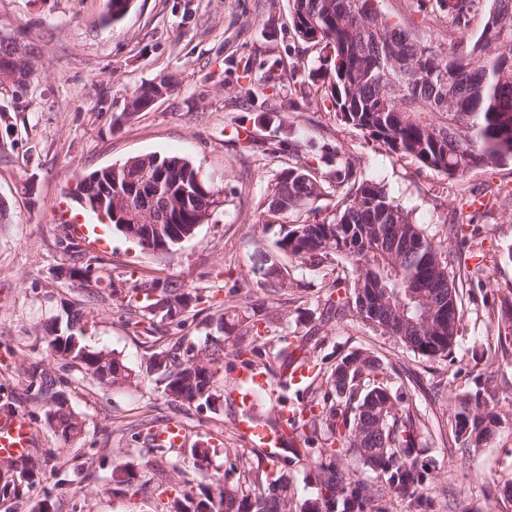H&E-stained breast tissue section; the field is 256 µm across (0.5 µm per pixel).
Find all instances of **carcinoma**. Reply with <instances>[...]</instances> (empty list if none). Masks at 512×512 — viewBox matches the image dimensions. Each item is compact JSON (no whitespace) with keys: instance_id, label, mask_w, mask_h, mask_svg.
Here are the masks:
<instances>
[{"instance_id":"carcinoma-1","label":"carcinoma","mask_w":512,"mask_h":512,"mask_svg":"<svg viewBox=\"0 0 512 512\" xmlns=\"http://www.w3.org/2000/svg\"><path fill=\"white\" fill-rule=\"evenodd\" d=\"M369 0H291L292 24L298 36L333 51L324 91L341 120L360 130L385 151L409 156L421 166L462 177L472 167L512 163V0H488L480 33L468 38L462 27L474 0H435L430 21L443 20L458 39L448 49L420 42L391 23ZM166 173L168 197L150 211V223L162 227L154 241L165 254L182 242L191 225L208 220L221 204V192L200 188L198 171L179 156L140 155L93 171L75 190L78 206L95 212L106 202L103 217L125 236L144 246L140 230L120 215L126 213L131 188L157 171ZM351 161L336 157V188L341 192L333 214L308 224L283 226L277 247L311 268L347 262L342 275L326 285L327 319L351 317L374 332L394 337L406 349L426 357H452L461 336V301L453 262L440 242L432 241L411 211L387 190L370 181L349 184ZM323 195L311 170L293 166L281 172L268 196V211L303 209ZM201 299L185 286L154 279L133 284L121 304L147 321L145 338L158 341L162 324L185 323L189 303ZM226 312L210 319L216 335L205 336L199 351L204 364H190L194 346L151 350L147 373L154 389L173 402L211 407L216 404L215 377L224 356ZM83 320L67 316L66 324L46 326L50 353L80 361L82 377L101 381L106 367L123 363L114 352L92 350ZM281 366L296 363L312 372L304 388L307 400L281 402L288 428L295 435L276 457L300 467L316 487L317 497L294 507L286 474L238 459L251 493L241 495L216 471L200 485L199 496H183L181 512H374L373 503L389 493L410 498L415 512L426 508L429 465L418 461L414 428L402 421L404 397L383 376L381 360L350 352L325 374L316 371L307 344L282 339ZM27 393L47 406L50 429L69 447L80 440L84 422L72 410L52 411L68 381L34 363L27 369ZM493 387L475 392L455 388L451 447L461 464L491 442L504 419L491 408ZM21 470L0 486V497L19 498L34 484L35 464L27 457ZM373 473L356 478L355 469ZM142 472L123 463L113 465L110 482L144 486Z\"/></svg>"}]
</instances>
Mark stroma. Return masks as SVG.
<instances>
[{
  "instance_id": "obj_1",
  "label": "stroma",
  "mask_w": 512,
  "mask_h": 512,
  "mask_svg": "<svg viewBox=\"0 0 512 512\" xmlns=\"http://www.w3.org/2000/svg\"><path fill=\"white\" fill-rule=\"evenodd\" d=\"M107 0H0V35L29 54L35 74L26 87L0 86V404L26 412L36 433L31 450L40 470L17 509L33 512L49 501L51 512H148L155 500L194 494L203 480L179 449L170 456L179 471L138 493L109 492L102 479L113 462L146 471L155 463L133 435L144 417L175 420L189 442L211 441L213 466L227 484L247 489L232 454L257 460L236 431L237 411L217 412L168 401L143 374L147 353L137 327L111 297L133 281L171 279L202 300L180 328L195 342L226 308L224 358L216 375L220 393L235 385L240 337H260L261 368L278 371L279 337L304 338L315 361L334 365L346 353L380 358L383 374L401 389L421 457L432 463L428 512H512V502L483 496L485 483L512 481V342L500 368L478 362L475 351L495 343L488 317L494 301L512 291V164L475 167L464 178L422 167L385 152L346 124L326 97L322 67L327 49L302 40L290 20L289 0H131L121 20L103 21ZM379 11L417 39L448 47V29L424 24L430 0H378ZM169 82L146 110L128 113L139 87ZM338 150L356 181L385 185L429 234L455 252L446 238L452 224L477 228L473 259L462 265V335L453 360L414 354L388 336L351 319L323 322L322 283L330 266L311 268L276 247L284 224L322 219L336 208L333 190L300 211L269 215L267 197L283 169L315 164L331 181L335 164L317 163L313 151ZM177 155L221 192L222 202L195 234L164 255L141 250L115 228L97 247L73 233L71 222L97 223L79 209L76 186L91 172L135 155ZM289 272L287 287L271 291L254 273L262 255ZM88 275L69 277L74 267ZM76 305L93 323L86 342L120 354L138 376L135 385L103 386L80 379L53 357L45 326ZM41 363L68 378L71 408L84 422L80 451L63 448L44 419L41 404L25 395L26 369ZM462 369L460 389L497 382V413L509 419L496 438L460 466L448 447L450 368Z\"/></svg>"
}]
</instances>
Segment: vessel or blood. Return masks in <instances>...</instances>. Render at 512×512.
<instances>
[{
  "mask_svg": "<svg viewBox=\"0 0 512 512\" xmlns=\"http://www.w3.org/2000/svg\"><path fill=\"white\" fill-rule=\"evenodd\" d=\"M308 374L304 368H286L279 376H272L260 368L241 367L236 376V385L231 396L236 405L242 409L243 415L237 421L236 428L241 436L255 448L266 453H274L286 446L287 436L281 428L268 427L258 423L248 415L258 393L274 395L282 379L293 378L301 381ZM35 444L33 424L29 416L22 412H14L0 416V456L21 459L27 457Z\"/></svg>",
  "mask_w": 512,
  "mask_h": 512,
  "instance_id": "obj_1",
  "label": "vessel or blood"
}]
</instances>
